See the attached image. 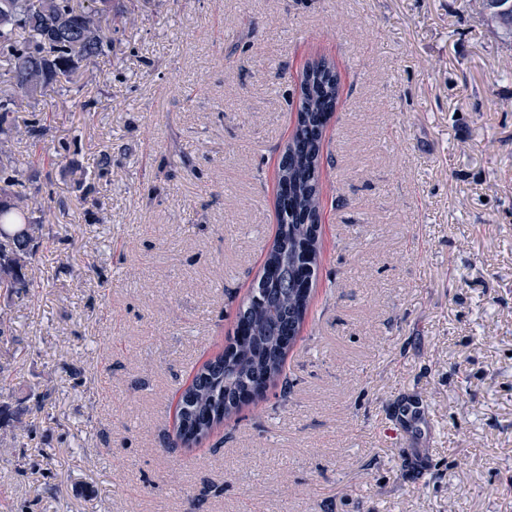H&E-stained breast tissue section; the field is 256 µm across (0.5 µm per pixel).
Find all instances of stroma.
<instances>
[{"label":"stroma","instance_id":"35a3bbf8","mask_svg":"<svg viewBox=\"0 0 512 512\" xmlns=\"http://www.w3.org/2000/svg\"><path fill=\"white\" fill-rule=\"evenodd\" d=\"M13 114L51 207L0 290V512H512V40L478 0H113ZM318 261L282 377L177 446L276 238L307 64Z\"/></svg>","mask_w":512,"mask_h":512}]
</instances>
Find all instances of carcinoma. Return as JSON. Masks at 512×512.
Segmentation results:
<instances>
[{
	"instance_id": "carcinoma-1",
	"label": "carcinoma",
	"mask_w": 512,
	"mask_h": 512,
	"mask_svg": "<svg viewBox=\"0 0 512 512\" xmlns=\"http://www.w3.org/2000/svg\"><path fill=\"white\" fill-rule=\"evenodd\" d=\"M110 0H0V63L7 65V89L0 90V288L25 287L32 269L31 243L50 222L51 210L38 193L8 174L15 140L13 108L37 99L60 76L93 73L107 54L109 15L99 4ZM339 98V79L324 60L312 62L300 81L297 125L280 159L278 233L260 281V301L238 310L250 334L234 341L232 351L208 360L194 375L179 401L177 437L188 447L208 437L215 425L236 410L244 391L283 373L287 344L307 313L308 294L298 274L305 254L317 255L321 188L319 161L323 129Z\"/></svg>"
}]
</instances>
